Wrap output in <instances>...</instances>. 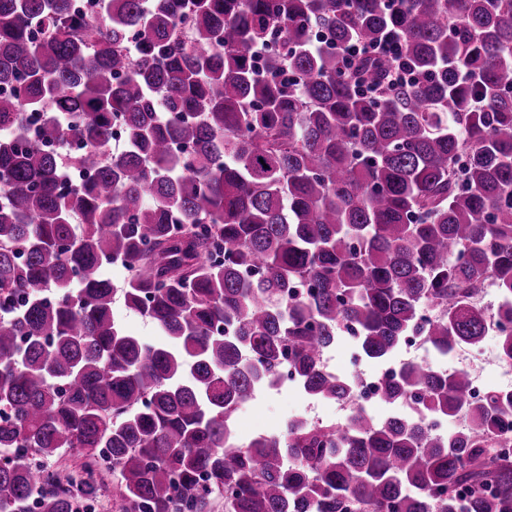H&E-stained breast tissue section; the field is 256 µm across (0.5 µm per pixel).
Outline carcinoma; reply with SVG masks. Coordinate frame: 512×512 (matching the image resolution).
<instances>
[{"label":"carcinoma","mask_w":512,"mask_h":512,"mask_svg":"<svg viewBox=\"0 0 512 512\" xmlns=\"http://www.w3.org/2000/svg\"><path fill=\"white\" fill-rule=\"evenodd\" d=\"M390 31L408 82L336 53ZM0 85V512H512V388L395 362L512 368V0H0ZM288 369L346 422L239 437ZM112 311L116 320H118L126 330L139 336L145 342H153L158 338L154 326L139 313L127 309L120 301H115ZM355 345L352 340L347 339L336 349L331 350V354L328 359V367L336 371L337 373H345L356 375L360 378H364L362 381V387L360 391V398H377V393L380 387L390 377V369L387 371H380L375 377L373 376L380 370V366L369 362L364 359H356ZM369 379H366V378ZM410 359L417 362L437 363V368L447 369L448 372L465 369L478 377L484 388L500 389L510 387L512 371L505 368L497 355L493 341L482 343L478 349H464L449 356L446 361L436 358L434 354L424 346L417 345L410 349L401 350L398 360ZM511 373V376H510Z\"/></svg>","instance_id":"cac0c4a2"}]
</instances>
